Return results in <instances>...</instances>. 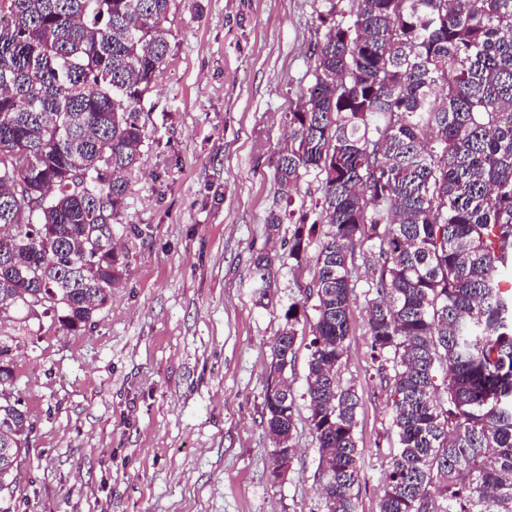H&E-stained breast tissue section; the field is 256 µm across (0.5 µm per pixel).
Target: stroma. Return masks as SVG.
Instances as JSON below:
<instances>
[{
  "label": "stroma",
  "instance_id": "1",
  "mask_svg": "<svg viewBox=\"0 0 512 512\" xmlns=\"http://www.w3.org/2000/svg\"><path fill=\"white\" fill-rule=\"evenodd\" d=\"M323 0H171L169 62L140 102L144 146L112 233L128 267L85 333L31 319L14 350L34 424L14 512H317V441L306 398L315 322L305 290L322 233L302 261L270 211L319 219L320 182L285 203L273 159L312 81ZM278 273L260 303L253 259ZM341 379L359 398L355 512H379L394 432L367 325L370 248L356 244ZM298 304L288 383L290 470L273 480L263 422L272 344Z\"/></svg>",
  "mask_w": 512,
  "mask_h": 512
}]
</instances>
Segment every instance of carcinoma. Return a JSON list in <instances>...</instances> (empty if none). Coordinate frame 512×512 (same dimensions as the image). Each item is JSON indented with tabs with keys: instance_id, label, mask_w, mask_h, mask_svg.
Instances as JSON below:
<instances>
[{
	"instance_id": "cac0c4a2",
	"label": "carcinoma",
	"mask_w": 512,
	"mask_h": 512,
	"mask_svg": "<svg viewBox=\"0 0 512 512\" xmlns=\"http://www.w3.org/2000/svg\"><path fill=\"white\" fill-rule=\"evenodd\" d=\"M171 0H0V309L83 333L127 266L112 239L144 146L138 105L166 65ZM320 16L313 83L273 166L291 201L321 177L329 227L309 288L316 312L308 420L318 512H354L359 399L340 378L352 256L370 243L372 360L391 390L395 448L379 512H512V0H352ZM381 124L370 126L372 117ZM293 213L272 211L269 237ZM315 225L299 219L290 256ZM276 256L254 259L260 298ZM264 395L272 479L292 463L288 365L298 304ZM0 333V477L34 430Z\"/></svg>"
}]
</instances>
